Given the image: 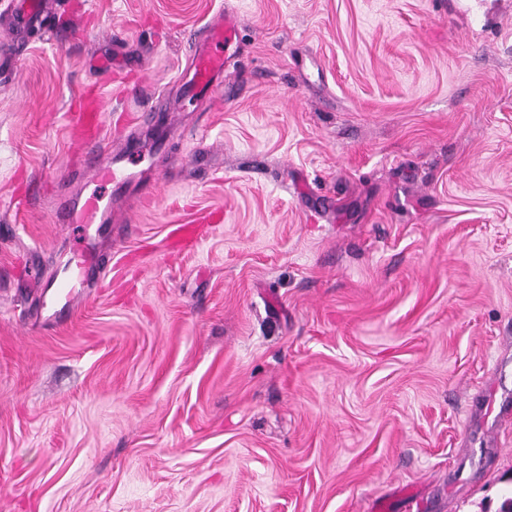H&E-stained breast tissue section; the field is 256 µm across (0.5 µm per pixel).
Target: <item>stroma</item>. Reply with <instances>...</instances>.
<instances>
[{
  "label": "stroma",
  "instance_id": "1",
  "mask_svg": "<svg viewBox=\"0 0 512 512\" xmlns=\"http://www.w3.org/2000/svg\"><path fill=\"white\" fill-rule=\"evenodd\" d=\"M0 0V512H499L512 495V0ZM238 17L223 88L190 43ZM109 58L111 72L98 69ZM104 115L166 137L72 313ZM221 217L191 249L170 229ZM99 99L92 91H87L75 101L73 128L74 137L83 144H95L99 148L102 143L103 124L97 110ZM98 264V256L94 252L91 244L87 242L85 250L73 264V260H69L64 266L60 276V271L56 270L55 274H51L48 278L49 288H59L54 302H63L60 311L64 310L66 304L71 300L73 289L84 282V273Z\"/></svg>",
  "mask_w": 512,
  "mask_h": 512
}]
</instances>
